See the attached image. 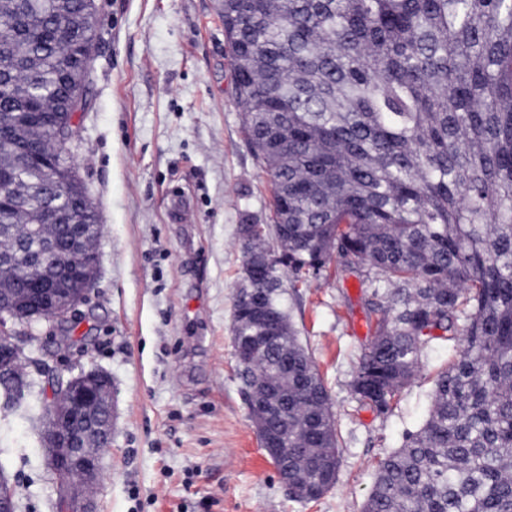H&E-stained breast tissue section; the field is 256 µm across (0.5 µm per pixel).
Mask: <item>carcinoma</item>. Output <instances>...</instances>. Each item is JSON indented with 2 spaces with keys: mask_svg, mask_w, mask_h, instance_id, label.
<instances>
[{
  "mask_svg": "<svg viewBox=\"0 0 512 512\" xmlns=\"http://www.w3.org/2000/svg\"><path fill=\"white\" fill-rule=\"evenodd\" d=\"M83 0H0V248L59 236L46 212L93 209L83 185L43 203L18 156L77 180L46 126L66 118L68 67L89 63ZM224 37L244 129L271 184L279 254L241 236L264 268L259 314L237 302L231 334L278 346L240 364L249 389L279 392L268 431L288 480L318 489L337 472L330 395L285 306L283 279L331 261L368 266L374 331L352 391L387 412L433 331L463 349L433 381L429 417L379 461L362 512H512V0H224Z\"/></svg>",
  "mask_w": 512,
  "mask_h": 512,
  "instance_id": "cac0c4a2",
  "label": "carcinoma"
}]
</instances>
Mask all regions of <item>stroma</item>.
I'll list each match as a JSON object with an SVG mask.
<instances>
[{
	"instance_id": "1",
	"label": "stroma",
	"mask_w": 512,
	"mask_h": 512,
	"mask_svg": "<svg viewBox=\"0 0 512 512\" xmlns=\"http://www.w3.org/2000/svg\"><path fill=\"white\" fill-rule=\"evenodd\" d=\"M218 0H97L87 103L67 148L102 234L86 302L40 324L17 409L0 411V470L19 512H56L39 438L54 376L112 377L115 426L93 489L98 512H361L375 469L422 427L458 341L425 345L411 384L380 414L354 395L375 284L361 268L286 288L340 435L334 486L292 498L260 445L231 339L241 224L266 223L271 187L243 132Z\"/></svg>"
}]
</instances>
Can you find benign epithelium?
Here are the masks:
<instances>
[{"label":"benign epithelium","mask_w":512,"mask_h":512,"mask_svg":"<svg viewBox=\"0 0 512 512\" xmlns=\"http://www.w3.org/2000/svg\"><path fill=\"white\" fill-rule=\"evenodd\" d=\"M74 136L73 121L51 131L57 151H66ZM91 223L87 213L71 216L65 245L53 237L37 242L36 250L20 258L0 250V268L12 271L21 266L35 274L30 292L37 301L25 310L18 294L0 289V406L12 405L15 368L28 359L19 336L11 325L25 324L28 337L36 338L35 326L43 321L62 320L85 302L94 284L98 257L88 251L82 225ZM264 413L251 409V419L267 454L278 451L277 437L262 424ZM114 410L112 382L98 369L80 370L58 384L44 413L42 445L49 466L59 480L56 512H96L90 489L102 476V451L112 444ZM15 485L0 471V512H17Z\"/></svg>","instance_id":"7a95c632"}]
</instances>
